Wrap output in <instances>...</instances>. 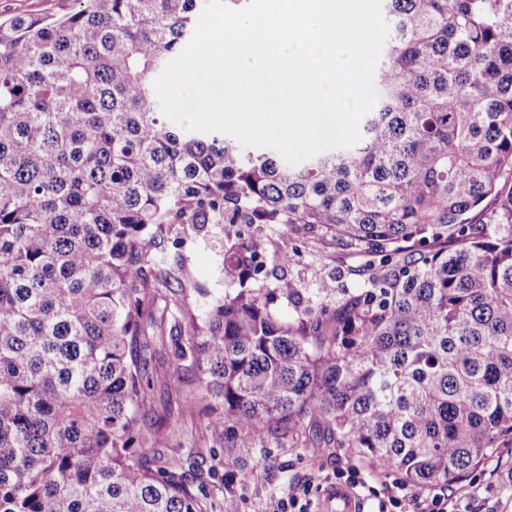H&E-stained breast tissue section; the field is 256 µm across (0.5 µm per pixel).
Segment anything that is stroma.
Wrapping results in <instances>:
<instances>
[{
    "label": "stroma",
    "mask_w": 512,
    "mask_h": 512,
    "mask_svg": "<svg viewBox=\"0 0 512 512\" xmlns=\"http://www.w3.org/2000/svg\"><path fill=\"white\" fill-rule=\"evenodd\" d=\"M167 263L182 260L192 276L197 289L192 294L194 303L202 305L214 297L228 292L224 280V255L210 239L187 237L181 253L166 249ZM337 271L336 263L313 258L308 252L296 255L288 268L290 277L301 285L302 303L317 305L315 285ZM193 390L184 385L174 390L157 385L154 405L158 415H169L171 426L166 429L158 446L174 447L185 430L199 427L201 417L197 408L186 398ZM202 451L218 450L224 460V482L218 491L223 504L222 512H269L275 498L307 490L311 512H324L325 494L335 486L336 474L341 469L354 467L366 470V462L336 448H304L288 437L281 438L278 448L272 449L269 461H262L257 449L228 448L223 441L205 439ZM244 470L255 471L256 476L248 485H241L239 474ZM464 494L470 512H512V447L499 449L488 461L468 473L454 484Z\"/></svg>",
    "instance_id": "35a3bbf8"
}]
</instances>
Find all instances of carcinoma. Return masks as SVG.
<instances>
[{
  "mask_svg": "<svg viewBox=\"0 0 512 512\" xmlns=\"http://www.w3.org/2000/svg\"><path fill=\"white\" fill-rule=\"evenodd\" d=\"M70 2L0 21V512H217L154 450L155 341L233 448L306 430L427 488L512 447V0H382L360 141L298 165L165 120L198 0ZM218 224L236 291L198 308L160 249ZM259 224L358 290L267 287Z\"/></svg>",
  "mask_w": 512,
  "mask_h": 512,
  "instance_id": "1",
  "label": "carcinoma"
}]
</instances>
